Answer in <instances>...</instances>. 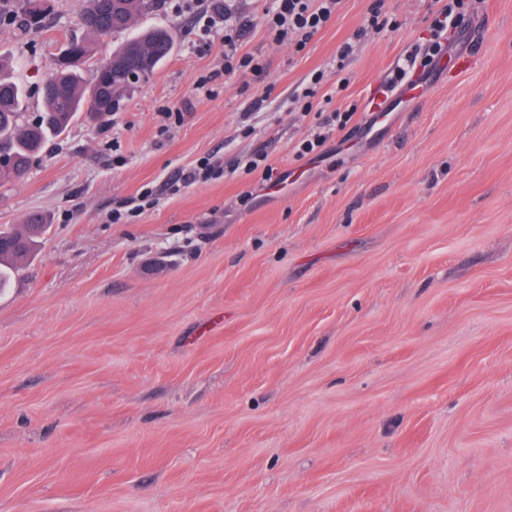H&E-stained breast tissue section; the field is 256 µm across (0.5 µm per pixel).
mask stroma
Returning a JSON list of instances; mask_svg holds the SVG:
<instances>
[{
    "instance_id": "stroma-1",
    "label": "stroma",
    "mask_w": 512,
    "mask_h": 512,
    "mask_svg": "<svg viewBox=\"0 0 512 512\" xmlns=\"http://www.w3.org/2000/svg\"><path fill=\"white\" fill-rule=\"evenodd\" d=\"M51 5L0 24L29 120L84 35L85 0ZM270 6L232 0L262 69L221 74L222 37L156 0L133 26L173 35L154 76L0 182V225L50 224L0 293V512H512V0H477L413 96L381 87L434 0H383L380 32L341 0L299 53ZM317 70L314 108L357 120L299 158ZM257 153L280 191L243 173ZM207 155L224 176L113 223ZM2 1H15L14 14L11 16V20L16 19L20 26L25 28H41L44 23L45 14L47 7L35 14L30 8L29 4L32 0H1Z\"/></svg>"
}]
</instances>
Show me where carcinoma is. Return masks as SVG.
<instances>
[{"mask_svg": "<svg viewBox=\"0 0 512 512\" xmlns=\"http://www.w3.org/2000/svg\"><path fill=\"white\" fill-rule=\"evenodd\" d=\"M31 0H15L12 18L25 28L43 26L46 11L34 13ZM154 0H86L82 13V26L96 36L120 34L130 29L132 22L143 16ZM149 52L160 64L171 53L173 38L163 28H148L128 39L114 53L124 57L128 45ZM88 45L73 39L61 50L60 56H80L86 61ZM134 69L129 65H99L94 77L87 83L80 67L59 64L49 78V87L43 89V109L39 122L33 126L24 120L26 97L20 86L0 78V155L9 163L0 165V181L19 179L28 170L33 157L44 151L50 141L62 133L78 113L104 114L114 111L116 101L127 92L128 76ZM48 224L40 213H32L22 224L0 226V289L7 285L17 268L30 260L36 247L46 234Z\"/></svg>", "mask_w": 512, "mask_h": 512, "instance_id": "carcinoma-1", "label": "carcinoma"}]
</instances>
